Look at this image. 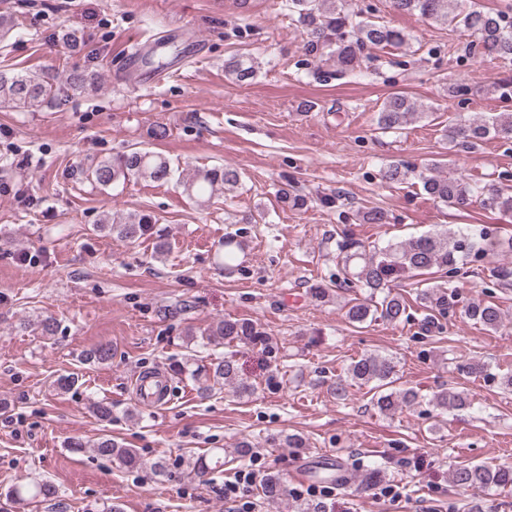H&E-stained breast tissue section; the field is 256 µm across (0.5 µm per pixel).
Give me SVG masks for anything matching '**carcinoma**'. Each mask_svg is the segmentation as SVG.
Segmentation results:
<instances>
[{
  "label": "carcinoma",
  "mask_w": 512,
  "mask_h": 512,
  "mask_svg": "<svg viewBox=\"0 0 512 512\" xmlns=\"http://www.w3.org/2000/svg\"><path fill=\"white\" fill-rule=\"evenodd\" d=\"M347 0H285L288 13L300 25L306 35L305 50L310 55H319L336 61V72L354 73L361 69L362 52L368 47L384 49L402 48L408 45V34L403 30L376 23L346 7ZM392 7L399 13L418 14L436 23L462 28L474 37L471 45L481 49L485 55L512 59V13L503 10L483 11L466 9L460 0H392ZM225 72L236 83L249 85L257 69L253 61L234 57L224 65ZM88 77L75 73L62 83L53 73H25L7 75L0 73V108L25 110L49 103L59 93L68 90L81 91ZM416 103L404 93H393L386 98L377 118V129L383 133L402 129L408 122L421 118ZM452 141L462 152L474 148L479 142L498 139L512 143V114H488L474 120H466L452 127ZM416 175L425 194L434 201L449 207L465 209L477 204L484 209L512 213V190L506 188L504 180L497 178L441 177L421 172L404 162L390 163L380 170L382 180L388 183H403ZM174 176L170 162L163 155L132 149L112 159H104L87 170V178L102 185H117L131 179L159 183ZM241 180L237 169L224 166L199 169L191 181L185 183L190 195L203 197L218 189L236 187ZM279 198L292 210L302 211L308 206V196L299 189L282 188ZM155 221L151 216L131 214L120 224H96L94 229L108 228L116 237L134 243L154 233ZM239 234L224 239V269L238 267L237 254L243 250ZM511 254L512 238L501 239L486 227L466 228L420 235L391 243L383 248L366 246L355 240L337 244L336 281L334 285L317 282L311 287V297L324 302L333 296L336 289L362 288L365 295L346 303V317L351 323H365L381 318L399 324L409 318V305L405 298L391 291L395 280L411 279L432 273L438 269L455 278L461 271L460 262L470 256L488 254ZM489 280L502 288L512 286V263H499L490 269ZM423 303L448 311L456 303V294L438 292L426 288L419 293ZM464 316L492 330L502 326L499 309L493 304L470 302L464 306ZM205 347H221L230 343L262 346L273 353L269 336L260 324L249 318L219 320L200 333ZM198 382V390L208 395L216 387L233 385L240 395L252 394L255 386L239 377L235 361L230 357L218 358L208 369L192 371ZM396 362L390 356L365 354L347 367L345 375L337 376L334 382L336 395L346 394L347 387L359 383L372 385L377 394L376 406L382 413L398 408H412L422 403L423 398L412 388L397 386ZM431 405L441 411L458 410L471 406L468 395L462 391L443 389L433 394ZM97 455L107 457L124 467L140 468L143 460L138 450L126 448L105 436L93 445ZM454 484L463 488H509L512 487V469L497 465L461 464L451 474ZM5 496L17 504L35 500H49L57 496L55 485L47 480H24L13 485Z\"/></svg>",
  "instance_id": "carcinoma-1"
}]
</instances>
